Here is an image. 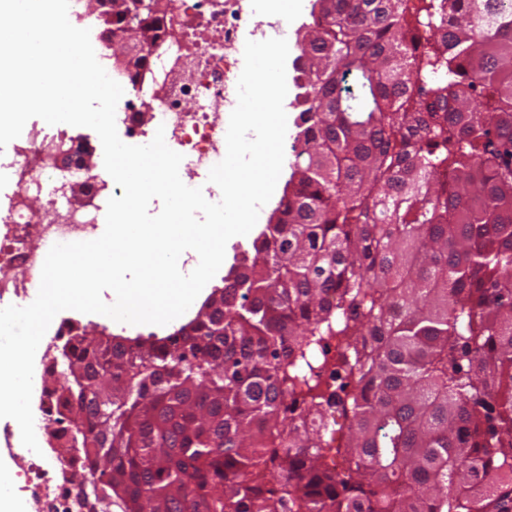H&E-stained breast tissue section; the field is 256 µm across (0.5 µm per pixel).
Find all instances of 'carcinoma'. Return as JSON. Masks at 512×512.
Segmentation results:
<instances>
[{"label": "carcinoma", "mask_w": 512, "mask_h": 512, "mask_svg": "<svg viewBox=\"0 0 512 512\" xmlns=\"http://www.w3.org/2000/svg\"><path fill=\"white\" fill-rule=\"evenodd\" d=\"M316 2L304 150L224 311L74 323L54 354L91 512H512L476 493L512 472V0ZM330 339L350 357L323 388ZM333 407L343 473L319 463Z\"/></svg>", "instance_id": "obj_1"}]
</instances>
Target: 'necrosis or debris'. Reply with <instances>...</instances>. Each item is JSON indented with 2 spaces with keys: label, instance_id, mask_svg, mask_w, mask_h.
Returning a JSON list of instances; mask_svg holds the SVG:
<instances>
[{
  "label": "necrosis or debris",
  "instance_id": "4bbe7bcc",
  "mask_svg": "<svg viewBox=\"0 0 512 512\" xmlns=\"http://www.w3.org/2000/svg\"><path fill=\"white\" fill-rule=\"evenodd\" d=\"M279 0H172V19L165 37L169 51L151 59L152 88L143 91L123 80L118 102L124 135L151 142L155 126L165 131L167 146L189 157L179 171L190 187L202 188L208 201L221 199L220 189L208 183V173L226 153L228 122L225 110L235 107V86L246 40L284 38L288 25ZM267 22L250 25L256 7ZM66 124L26 126L12 146L6 164L15 192L0 196V308L34 292L45 260L44 245L96 239L99 213L111 197L122 196L115 181L101 175H82L86 185L84 208L64 206L70 180L58 176L51 164L58 146L66 145ZM45 191L38 210H31L28 189ZM22 269V277L6 276V269ZM28 465L18 490L35 512H73L75 489L68 477L84 464L81 454L62 448L53 453H28Z\"/></svg>",
  "mask_w": 512,
  "mask_h": 512
}]
</instances>
